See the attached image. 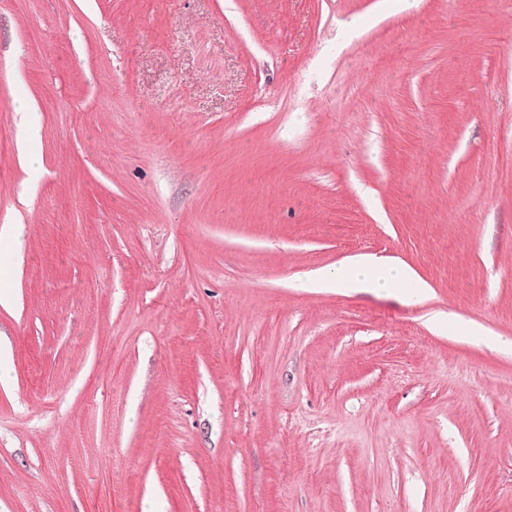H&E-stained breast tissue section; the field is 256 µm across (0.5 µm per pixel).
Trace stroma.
<instances>
[{"label":"stroma","mask_w":512,"mask_h":512,"mask_svg":"<svg viewBox=\"0 0 512 512\" xmlns=\"http://www.w3.org/2000/svg\"><path fill=\"white\" fill-rule=\"evenodd\" d=\"M1 224L0 512H512V0H0ZM303 287L336 288V292L346 294L393 292L413 288L408 293V299L413 302H418L428 288L411 267L388 265L373 257H361L336 270H316L306 278Z\"/></svg>","instance_id":"1"}]
</instances>
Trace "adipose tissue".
Segmentation results:
<instances>
[{"mask_svg":"<svg viewBox=\"0 0 512 512\" xmlns=\"http://www.w3.org/2000/svg\"><path fill=\"white\" fill-rule=\"evenodd\" d=\"M308 288H333L340 293L393 292L407 290L410 301H419L427 286L405 265H388L373 257H362L334 270L312 272L304 282Z\"/></svg>","mask_w":512,"mask_h":512,"instance_id":"ef3b65f1","label":"adipose tissue"}]
</instances>
